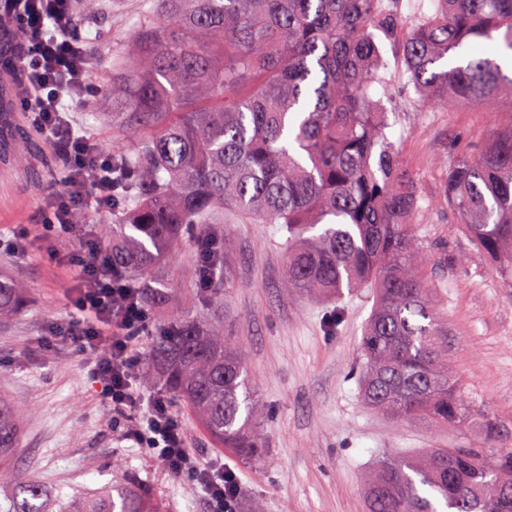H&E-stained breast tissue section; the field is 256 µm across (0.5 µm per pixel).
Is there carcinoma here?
<instances>
[{
    "mask_svg": "<svg viewBox=\"0 0 512 512\" xmlns=\"http://www.w3.org/2000/svg\"><path fill=\"white\" fill-rule=\"evenodd\" d=\"M169 21L149 19L129 41L132 69L105 89L143 131L112 156L121 221L112 268L135 277L157 304L171 294L156 271L188 237L218 250L189 313L160 329L156 369L143 373L197 418L217 445L254 460L265 448L249 371L219 311L229 215L278 224L286 234L285 287L311 296L372 288L364 330L362 396L397 421L465 429L472 448H430L387 458L366 484L367 512H512V448L490 414L448 370L436 288L422 272L414 218L420 194L388 136L381 45L399 47L420 100L489 105L512 96L495 58L512 54V0H436L406 18L397 0H162ZM443 201L477 251L500 264L512 288V125L477 156L445 164ZM24 286L0 287V317ZM17 425L0 408V465L16 450ZM458 471L448 490V469ZM0 512H145L121 484L98 495L53 500L34 475L14 477Z\"/></svg>",
    "mask_w": 512,
    "mask_h": 512,
    "instance_id": "obj_1",
    "label": "carcinoma"
}]
</instances>
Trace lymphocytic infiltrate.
<instances>
[{
    "label": "lymphocytic infiltrate",
    "instance_id": "1",
    "mask_svg": "<svg viewBox=\"0 0 512 512\" xmlns=\"http://www.w3.org/2000/svg\"><path fill=\"white\" fill-rule=\"evenodd\" d=\"M0 69L21 72L18 98L32 126L54 149L66 172L44 215L53 235H73L77 249L68 261L78 283L68 295L72 317L56 325L49 344L70 345L92 356L91 374L103 405L127 438L171 473H190L208 494L210 512H236L237 493L227 487L223 468L189 467L182 427L163 397L139 412L132 384L140 364L135 342L148 322L138 289L127 287L112 268V255L96 237L76 231L72 213L112 207L107 173L112 157L76 122L72 103L89 88L86 51L73 36L72 0H0Z\"/></svg>",
    "mask_w": 512,
    "mask_h": 512
}]
</instances>
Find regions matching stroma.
Masks as SVG:
<instances>
[{
	"mask_svg": "<svg viewBox=\"0 0 512 512\" xmlns=\"http://www.w3.org/2000/svg\"><path fill=\"white\" fill-rule=\"evenodd\" d=\"M158 0H99L96 15L77 14L75 32L87 44L92 83L77 119L107 153L125 148L131 131L104 120L112 100L105 87L129 66L126 46ZM389 86L391 139L414 176L423 209L415 231L423 272L441 290L448 363L466 395L486 406L500 441L512 442V288L497 264L478 254L459 217L444 207L447 156L483 151L494 131L512 124V98L491 106L442 108L420 104L402 77L399 53L383 50ZM60 175L48 143L26 113L0 112V238L24 236L22 254L0 248V274L20 272L26 307L0 319V401L20 426L9 473L37 476L54 494L93 493L129 482L142 500L165 512H208L200 486L166 468L125 439L104 411L88 358L44 339L67 319L71 272L53 253L76 238L47 237L43 214ZM225 251L224 319L250 369L264 414L266 451L255 462L218 448L186 409L176 414L194 465H224L236 476L238 512H367L365 479L382 458L430 448H462L477 433L401 422L368 406L361 395L359 343L373 297L364 288L314 298L284 286L286 236L275 224H234ZM467 256L465 265L455 257ZM197 254L185 242L161 268L169 303L149 312L152 328L197 304Z\"/></svg>",
	"mask_w": 512,
	"mask_h": 512,
	"instance_id": "stroma-1",
	"label": "stroma"
}]
</instances>
